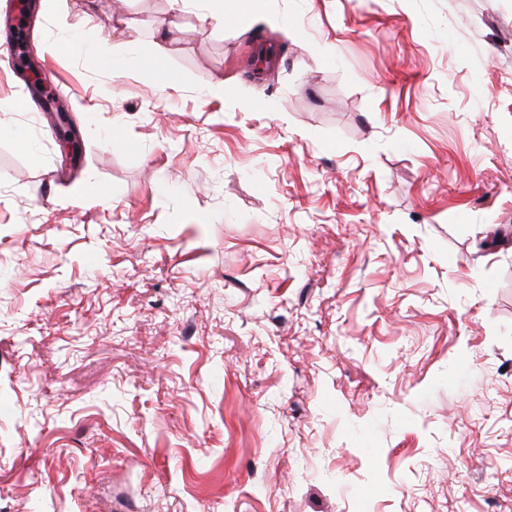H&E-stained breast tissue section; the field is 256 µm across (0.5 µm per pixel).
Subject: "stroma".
Masks as SVG:
<instances>
[{"mask_svg": "<svg viewBox=\"0 0 512 512\" xmlns=\"http://www.w3.org/2000/svg\"><path fill=\"white\" fill-rule=\"evenodd\" d=\"M203 9L0 52V512H512V0ZM241 0H206L202 19L215 25L244 24L252 18V10L240 7ZM84 44V50L87 57L97 59L102 55L108 54V47L105 43H84L77 35L67 33L59 36L52 45V49L58 50L62 48H72L76 45ZM131 64L139 67L144 66L149 69L157 79H160L161 83L165 87L173 88L176 86V79L165 71L162 62L158 57L143 61L142 58H139L138 56L127 54L126 57L120 60H113V66L116 70H120ZM162 70L166 72L167 76L161 75ZM45 106H48L47 112L52 113V119L60 130V141L64 152L74 158L79 150L80 138L77 128L67 114L66 105L59 98L48 96Z\"/></svg>", "mask_w": 512, "mask_h": 512, "instance_id": "obj_1", "label": "stroma"}]
</instances>
